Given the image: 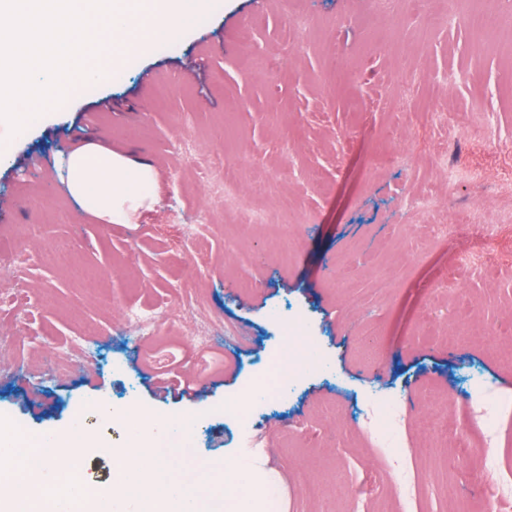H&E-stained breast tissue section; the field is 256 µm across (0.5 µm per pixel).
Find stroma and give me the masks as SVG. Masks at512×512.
Here are the masks:
<instances>
[{"mask_svg": "<svg viewBox=\"0 0 512 512\" xmlns=\"http://www.w3.org/2000/svg\"><path fill=\"white\" fill-rule=\"evenodd\" d=\"M474 8L512 13V0H208L120 77L73 83L21 137L0 128V243L23 254L0 270V415L32 441L105 409L88 419L100 454L77 463L93 486L111 483L118 417L137 405L192 413L191 464L242 461L280 484V512H512L484 486H512V415L488 448L425 427L512 395V25L476 37L459 20ZM91 135L155 169L158 201L134 223H98L60 179ZM26 154L55 166L25 173ZM211 169L271 229L225 225ZM415 194L433 209L409 211ZM483 222L484 261L452 269L472 245L457 226ZM186 282L195 319L128 332L124 308L178 307ZM278 315L301 317L319 363L252 417L256 458L224 401L292 346ZM201 326L210 346L192 338ZM166 370L197 395H155ZM384 395L403 407L400 456L369 435Z\"/></svg>", "mask_w": 512, "mask_h": 512, "instance_id": "1", "label": "stroma"}]
</instances>
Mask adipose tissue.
<instances>
[{
    "instance_id": "obj_1",
    "label": "adipose tissue",
    "mask_w": 512,
    "mask_h": 512,
    "mask_svg": "<svg viewBox=\"0 0 512 512\" xmlns=\"http://www.w3.org/2000/svg\"><path fill=\"white\" fill-rule=\"evenodd\" d=\"M64 182L70 195L106 224H127L156 199L153 166L90 138L68 156Z\"/></svg>"
}]
</instances>
